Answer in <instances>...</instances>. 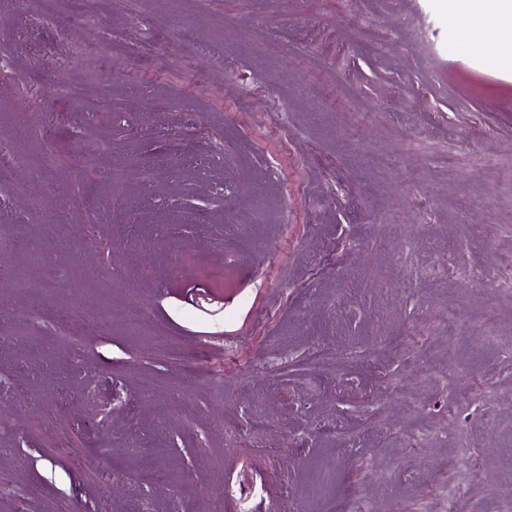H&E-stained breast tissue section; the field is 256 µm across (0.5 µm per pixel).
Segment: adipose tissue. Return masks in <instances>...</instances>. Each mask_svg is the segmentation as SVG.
<instances>
[{"mask_svg":"<svg viewBox=\"0 0 512 512\" xmlns=\"http://www.w3.org/2000/svg\"><path fill=\"white\" fill-rule=\"evenodd\" d=\"M455 23L456 44L472 53L479 69L495 77L512 79V0H444Z\"/></svg>","mask_w":512,"mask_h":512,"instance_id":"obj_1","label":"adipose tissue"}]
</instances>
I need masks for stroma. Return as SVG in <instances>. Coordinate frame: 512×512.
<instances>
[{
	"mask_svg": "<svg viewBox=\"0 0 512 512\" xmlns=\"http://www.w3.org/2000/svg\"><path fill=\"white\" fill-rule=\"evenodd\" d=\"M452 28L441 0L0 9V132L30 124L0 187V512H446L444 474L458 512H512V82Z\"/></svg>",
	"mask_w": 512,
	"mask_h": 512,
	"instance_id": "1",
	"label": "stroma"
}]
</instances>
